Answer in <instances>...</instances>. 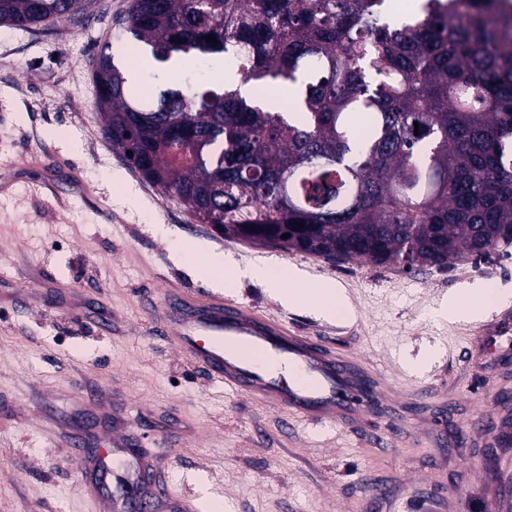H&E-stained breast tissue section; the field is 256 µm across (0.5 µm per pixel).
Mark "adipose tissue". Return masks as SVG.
Here are the masks:
<instances>
[{
	"label": "adipose tissue",
	"instance_id": "adipose-tissue-1",
	"mask_svg": "<svg viewBox=\"0 0 512 512\" xmlns=\"http://www.w3.org/2000/svg\"><path fill=\"white\" fill-rule=\"evenodd\" d=\"M175 258L193 262L196 272L205 278L232 287L239 280L250 279L269 289L283 305L312 304L316 313L326 318L351 315L352 306L344 291L331 281L303 282L299 272L279 270L265 265L245 268L231 266L223 253L203 251L201 246L175 242L171 245ZM507 292L484 282H471L449 292L437 310L440 318L449 322L472 321L481 318L492 300L511 298Z\"/></svg>",
	"mask_w": 512,
	"mask_h": 512
}]
</instances>
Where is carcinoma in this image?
<instances>
[{"mask_svg":"<svg viewBox=\"0 0 512 512\" xmlns=\"http://www.w3.org/2000/svg\"><path fill=\"white\" fill-rule=\"evenodd\" d=\"M85 2L0 0V25L77 22ZM385 2L131 0L114 23L154 71L141 92L96 57L103 135L230 239L411 270L507 253L512 12L422 0L395 22ZM183 61L228 62L236 77L180 79ZM239 81L295 94L272 106Z\"/></svg>","mask_w":512,"mask_h":512,"instance_id":"1","label":"carcinoma"}]
</instances>
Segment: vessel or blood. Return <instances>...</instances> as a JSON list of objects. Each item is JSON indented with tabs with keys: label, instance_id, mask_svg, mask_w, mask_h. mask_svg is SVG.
<instances>
[{
	"label": "vessel or blood",
	"instance_id": "vessel-or-blood-1",
	"mask_svg": "<svg viewBox=\"0 0 512 512\" xmlns=\"http://www.w3.org/2000/svg\"><path fill=\"white\" fill-rule=\"evenodd\" d=\"M161 325L170 331L180 355L204 368L234 394L261 401L310 425L346 424L386 407L399 422L397 405L387 404L385 385H372L357 360L327 351L287 321L223 296L169 290ZM478 343L492 353L512 350V317L496 316L479 330ZM85 467L82 488L102 512H124L125 501L103 491L105 458L75 448ZM494 470L485 480L488 512H512V455L489 449ZM143 463L125 464V479L137 489L140 512H192L191 499L175 495L166 482L144 484Z\"/></svg>",
	"mask_w": 512,
	"mask_h": 512
}]
</instances>
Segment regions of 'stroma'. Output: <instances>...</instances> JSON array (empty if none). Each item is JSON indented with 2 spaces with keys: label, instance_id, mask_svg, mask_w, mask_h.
Instances as JSON below:
<instances>
[{
  "label": "stroma",
  "instance_id": "1",
  "mask_svg": "<svg viewBox=\"0 0 512 512\" xmlns=\"http://www.w3.org/2000/svg\"><path fill=\"white\" fill-rule=\"evenodd\" d=\"M129 0H89L86 21L0 26V512H97L80 487L73 443L99 448L126 418L129 458L164 459L171 487L195 512H408L455 491L485 512L480 447L487 398L512 393V354L474 343V323L434 310L464 282L512 289V254L410 272L392 264L269 249L224 238L147 181L104 138L92 60L129 59L113 17ZM122 184H114L113 173ZM64 186L34 196L41 179ZM224 253L238 266L294 268L344 288L352 317L287 307L265 288H232L177 261L157 235ZM177 288L220 293L288 319L334 352L369 363L406 408L401 425L367 416L348 425L286 426L278 411L226 391L160 333L143 299ZM434 399L418 398L420 382ZM457 419L433 440L434 417ZM389 487L371 502L373 485Z\"/></svg>",
  "mask_w": 512,
  "mask_h": 512
}]
</instances>
